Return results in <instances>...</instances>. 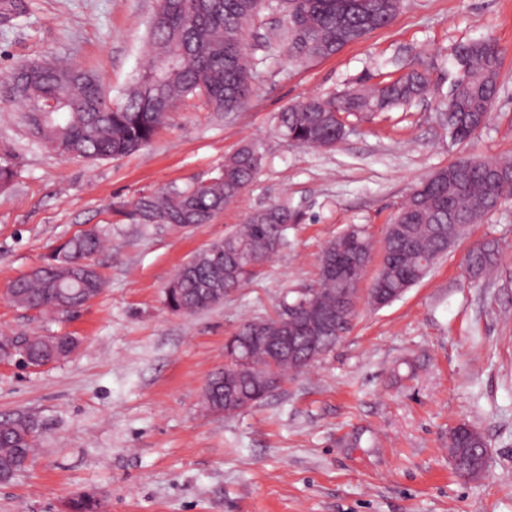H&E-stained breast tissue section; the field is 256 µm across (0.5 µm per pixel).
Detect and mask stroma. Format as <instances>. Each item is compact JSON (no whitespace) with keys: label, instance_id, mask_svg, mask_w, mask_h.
<instances>
[{"label":"stroma","instance_id":"35a3bbf8","mask_svg":"<svg viewBox=\"0 0 512 512\" xmlns=\"http://www.w3.org/2000/svg\"><path fill=\"white\" fill-rule=\"evenodd\" d=\"M21 2L23 17L0 20V81L20 62L67 57L114 99L148 64L155 0ZM484 37L502 50L500 90L489 124L458 142L441 118L449 55ZM252 52L255 92L242 109L216 114L185 98L148 145L117 160L45 148L0 90V159L15 170L0 190V289L68 237L106 230L93 258L104 288L79 312L58 318L0 299V336L77 340L35 370L0 363V420L29 419L36 435L26 470L0 482V512H65L84 493L98 512H512V200L398 300L360 301L336 349L261 403L231 417L202 405L226 339L316 286L329 241L361 226L381 260L387 226L419 181L462 156L512 159V0H404L389 26L336 55L297 62L275 43ZM398 57L429 68L438 93L351 119L331 150L279 135L289 105L396 76ZM248 143L259 170L210 223L142 226L119 215L141 195L215 176ZM273 204L302 215L287 246L222 303L170 310L177 270ZM484 240L500 262L469 277L465 257ZM461 423L487 443L478 480L448 455Z\"/></svg>","mask_w":512,"mask_h":512}]
</instances>
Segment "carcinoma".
<instances>
[{"mask_svg": "<svg viewBox=\"0 0 512 512\" xmlns=\"http://www.w3.org/2000/svg\"><path fill=\"white\" fill-rule=\"evenodd\" d=\"M343 0H157L149 29L150 62L134 84L115 100H104L95 80L84 70L59 60L17 64L8 78L14 80L18 99L33 116L37 138L60 155L88 160L118 159L148 144L166 122L176 104L199 96L214 112H236L253 93L254 57L247 38L265 10L283 13L280 41L295 60L317 52H339L351 33L372 32L390 25L402 0H361L362 11L338 13ZM457 80L452 105L445 108L448 133L465 141L486 126L483 117L499 93L501 51L491 39L461 42L454 48ZM432 85L429 70L414 67L400 76L370 88H349L329 97H306L278 115V130L288 141L303 147L333 148L348 135L343 116L387 112L425 97ZM261 163L257 147L248 144L224 160L215 177L184 188L140 196L125 216L136 224H207L224 206L236 200L253 181ZM494 168L503 175L499 193L512 197V163L465 156L422 182L400 206L394 221L398 234L385 239L386 269L380 282L387 306L418 282L434 261L448 252L447 231L462 236L472 224L492 214V198L485 175ZM301 215L286 205L275 204L254 212L246 224L213 243L179 270L166 291L167 305L176 311L208 309L249 281L254 265L270 260L288 244V225ZM104 233L93 228L60 244L45 257L46 268L36 277L21 276L14 282L16 303L41 312L56 311L59 298L71 310L99 295L103 281L94 276L76 279V264L97 253ZM332 245L344 251L358 248L369 254L372 244L359 228L336 237ZM493 242L474 246L466 259V271L479 277L497 265ZM344 284L334 278L318 279L317 287L300 293L285 312L275 318L243 323L234 335L237 349L246 355L251 377L241 379L236 390L245 396L258 392V379L270 374V345L254 342V327L261 322L273 329L310 301L318 302L333 319L349 330L353 311L342 302ZM17 339L0 336V357L31 360L67 357L77 346L72 336H31L23 348ZM306 350L301 334L288 360L283 354L279 372L285 376L304 368ZM205 408L215 414L230 409L224 404L221 372L210 378L204 390ZM34 447L33 428L18 420H0V480L24 470ZM448 448L455 470L479 460L481 445L451 434ZM67 512H97L96 501L79 494L66 504Z\"/></svg>", "mask_w": 512, "mask_h": 512, "instance_id": "carcinoma-1", "label": "carcinoma"}]
</instances>
